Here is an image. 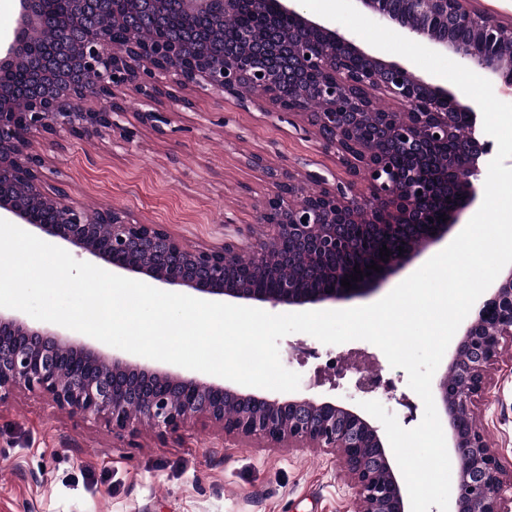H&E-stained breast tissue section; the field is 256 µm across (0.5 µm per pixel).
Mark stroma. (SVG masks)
<instances>
[{
    "label": "stroma",
    "mask_w": 512,
    "mask_h": 512,
    "mask_svg": "<svg viewBox=\"0 0 512 512\" xmlns=\"http://www.w3.org/2000/svg\"><path fill=\"white\" fill-rule=\"evenodd\" d=\"M162 104V131L137 120L147 103L129 93L122 132L37 141L47 182L66 181L88 207L111 206L159 224L190 245L219 246L228 224H252L272 185L265 167L302 175L309 188L341 170L311 127L285 113L264 114L212 89L183 91ZM263 167H256L254 157ZM283 366L301 376L300 393L352 404L380 402L399 424L422 420L421 398L403 369L363 340L326 345L305 333L279 342ZM345 366L335 371L331 358ZM382 374L391 391L356 387L357 367ZM474 413L512 473V344L488 368ZM416 405L408 413L402 399ZM354 491L338 455L317 448L228 442L204 421L165 439L141 431L118 436L45 397L19 391L0 405V512H352Z\"/></svg>",
    "instance_id": "35a3bbf8"
}]
</instances>
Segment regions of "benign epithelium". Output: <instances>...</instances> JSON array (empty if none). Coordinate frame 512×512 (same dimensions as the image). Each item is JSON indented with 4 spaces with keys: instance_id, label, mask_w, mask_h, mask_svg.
<instances>
[{
    "instance_id": "7a95c632",
    "label": "benign epithelium",
    "mask_w": 512,
    "mask_h": 512,
    "mask_svg": "<svg viewBox=\"0 0 512 512\" xmlns=\"http://www.w3.org/2000/svg\"><path fill=\"white\" fill-rule=\"evenodd\" d=\"M296 0H254L268 21L264 41L243 32L236 48L218 60L191 38L159 42L149 34L154 18L176 15L206 19L214 28L237 10L239 0H123L113 14L121 28L98 16L108 0H69L67 35L42 40L47 0H19L20 23L0 46V211L15 223L103 260L119 274L189 288L235 302L317 306L372 292L370 285L407 266L448 238L477 199L474 180L489 144L476 134V113L440 86L417 78L399 63L383 62L345 35L304 16ZM371 16L407 34L450 50L477 69L512 86V19L502 20L473 0H358ZM34 58L25 111H17L11 76L17 64ZM211 89L258 107L270 103L300 116L324 148L334 151L348 175L311 190L290 171L261 168L274 191L258 214L260 234L234 229L219 247L191 246L159 224H145L115 208L90 209L72 198L68 186L45 182V159L32 137L89 132L109 134L123 115L120 94L133 90L152 104L184 102L190 86ZM398 103L381 111L370 91ZM94 99L99 107L78 112L72 103ZM373 126L374 141L362 137ZM453 146L434 180L420 171L429 145ZM454 174L447 203L448 174ZM445 215L446 221L437 220ZM108 225L105 242L97 227ZM365 224L382 238L399 236L409 224H424L419 238L380 260V271L341 286L348 273L323 265L326 285L300 288L282 275L288 266L281 244L288 240L318 264L350 248L343 228ZM249 259L252 272L276 281L273 288L250 287L238 271ZM512 340V265L479 303L436 385L458 472L450 512H512V478L504 477L495 450L473 408L486 394V368ZM38 392L58 409L112 430L158 437L177 434L197 420L211 422L226 440H256L270 448H329L339 453L354 490L353 512H409V495L379 429L359 408L309 395L271 397L197 376L160 370L117 354L105 356L80 339L0 310V405L16 391Z\"/></svg>"
}]
</instances>
